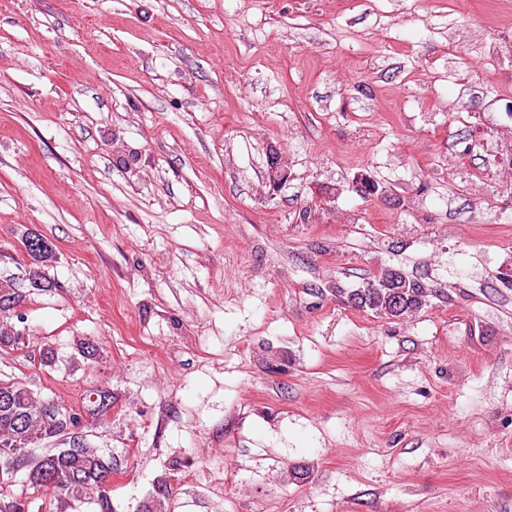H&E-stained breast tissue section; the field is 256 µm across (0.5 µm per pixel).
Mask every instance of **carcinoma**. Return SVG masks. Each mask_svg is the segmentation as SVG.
I'll return each instance as SVG.
<instances>
[{
	"mask_svg": "<svg viewBox=\"0 0 512 512\" xmlns=\"http://www.w3.org/2000/svg\"><path fill=\"white\" fill-rule=\"evenodd\" d=\"M32 266L42 270L41 284L28 281L36 292H50L56 282L44 270L57 261L56 248L49 244L39 252L22 243ZM432 289L406 276L393 267L384 268L363 288L347 294L352 306L388 318H400L427 304ZM17 304L26 296L15 288L13 281H0V299ZM23 342V330L8 320L0 319V348H15ZM98 399H111V394L99 387L86 391L82 412L53 400H40L17 379L0 380V486H12L17 472L26 469V488L18 493H0V512H30L29 491L50 490L56 500H89L99 512H112L111 489L102 484L103 475L113 470L112 456L100 453L85 444L86 416L96 412ZM69 415L61 424L51 411ZM53 443L55 447L33 455L32 449Z\"/></svg>",
	"mask_w": 512,
	"mask_h": 512,
	"instance_id": "cac0c4a2",
	"label": "carcinoma"
}]
</instances>
